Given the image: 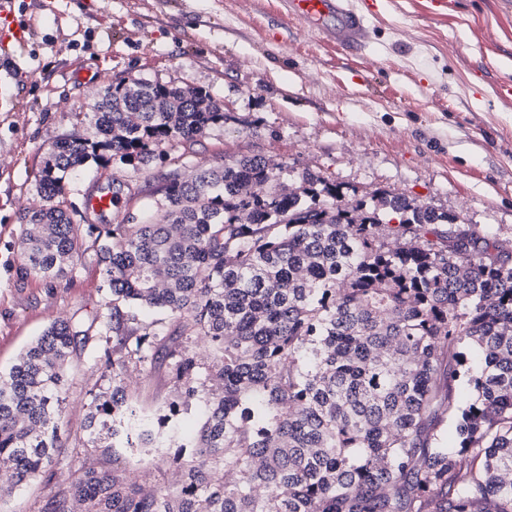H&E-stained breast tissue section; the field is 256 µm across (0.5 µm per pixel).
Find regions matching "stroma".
<instances>
[{
    "label": "stroma",
    "instance_id": "obj_1",
    "mask_svg": "<svg viewBox=\"0 0 512 512\" xmlns=\"http://www.w3.org/2000/svg\"><path fill=\"white\" fill-rule=\"evenodd\" d=\"M374 3L364 52L348 54L290 18L285 0H16L34 36L22 55L0 39V372L54 321L88 329L73 353L61 438L67 450L41 480L0 503L40 512L64 481L68 449L85 435L92 394L112 381L93 365L106 347L98 316L107 293L93 242L103 223L140 215L165 173L262 155L353 189L404 194L512 238V0H354ZM101 87L138 76L207 90L224 124L143 173L88 163L68 179L66 206L82 244L73 267L51 281L22 277L23 214L41 205L38 179L51 147L97 139L77 123ZM119 179L122 209L102 220L85 210L98 186ZM126 381L148 409L175 397L165 363L132 368ZM157 449L97 448L84 469L116 468L160 483Z\"/></svg>",
    "mask_w": 512,
    "mask_h": 512
}]
</instances>
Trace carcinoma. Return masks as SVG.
<instances>
[{
  "label": "carcinoma",
  "mask_w": 512,
  "mask_h": 512,
  "mask_svg": "<svg viewBox=\"0 0 512 512\" xmlns=\"http://www.w3.org/2000/svg\"><path fill=\"white\" fill-rule=\"evenodd\" d=\"M76 116L102 139L51 148L46 204L23 218L26 277L53 280L78 255L71 170L139 172L224 125L206 90L135 76ZM286 172L259 155L173 171L153 215L105 225L112 390L93 396L78 447L162 448L176 480L71 469L45 512H512V247L403 194L354 200L310 170L283 193ZM83 336L55 322L0 375V498L59 454ZM159 358L176 396L154 416L123 376Z\"/></svg>",
  "instance_id": "obj_1"
}]
</instances>
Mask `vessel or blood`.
I'll list each match as a JSON object with an SVG mask.
<instances>
[{"mask_svg": "<svg viewBox=\"0 0 512 512\" xmlns=\"http://www.w3.org/2000/svg\"><path fill=\"white\" fill-rule=\"evenodd\" d=\"M15 0H0V33L24 50L33 35L30 26H14ZM288 14L302 23L322 30L347 49L366 44V17L355 11L348 0H288ZM86 209L96 215H110L118 206L110 189L102 188L85 200Z\"/></svg>", "mask_w": 512, "mask_h": 512, "instance_id": "obj_1", "label": "vessel or blood"}]
</instances>
